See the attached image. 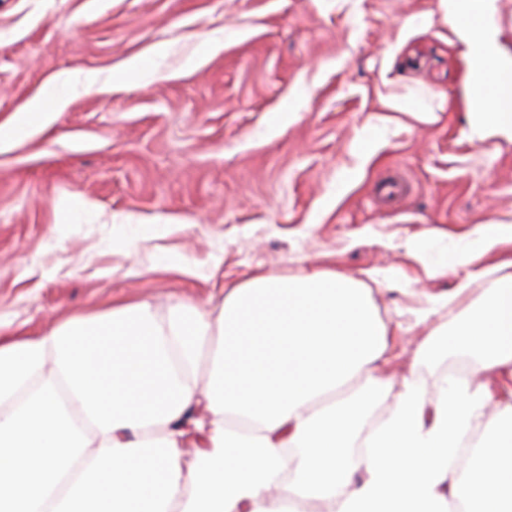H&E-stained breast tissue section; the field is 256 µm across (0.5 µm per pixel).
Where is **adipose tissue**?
<instances>
[{
  "instance_id": "adipose-tissue-1",
  "label": "adipose tissue",
  "mask_w": 512,
  "mask_h": 512,
  "mask_svg": "<svg viewBox=\"0 0 512 512\" xmlns=\"http://www.w3.org/2000/svg\"><path fill=\"white\" fill-rule=\"evenodd\" d=\"M166 52L115 73L58 72L0 126V148L91 88L148 85ZM505 244L511 224L428 230L412 247L429 276L475 265L485 283L472 300L462 282V327L416 348L430 359L453 343L475 360V378L446 382L434 403L379 370L390 329L369 289L333 269L258 274L214 308L188 300L162 315L129 301L40 336L0 324V512H512V406L489 413L493 391L477 379L512 374V259L482 264ZM469 433L482 442L462 479L448 460Z\"/></svg>"
}]
</instances>
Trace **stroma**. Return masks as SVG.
Returning <instances> with one entry per match:
<instances>
[{
	"instance_id": "1",
	"label": "stroma",
	"mask_w": 512,
	"mask_h": 512,
	"mask_svg": "<svg viewBox=\"0 0 512 512\" xmlns=\"http://www.w3.org/2000/svg\"><path fill=\"white\" fill-rule=\"evenodd\" d=\"M213 37L223 49L184 71ZM159 42L151 84L85 92L0 149V321L39 336L122 301L215 306L318 264L370 285L387 370L438 400L474 361L415 357L461 316L451 301L415 324L417 293L459 278L429 277L411 241L512 224V138L470 137L468 47L440 0H0V123L59 71L118 70ZM72 199L84 223H58ZM124 222L162 231L106 250Z\"/></svg>"
}]
</instances>
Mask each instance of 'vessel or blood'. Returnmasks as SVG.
Here are the masks:
<instances>
[{"instance_id": "1", "label": "vessel or blood", "mask_w": 512, "mask_h": 512, "mask_svg": "<svg viewBox=\"0 0 512 512\" xmlns=\"http://www.w3.org/2000/svg\"><path fill=\"white\" fill-rule=\"evenodd\" d=\"M473 93L486 105V121L512 122V66L503 64L485 48L474 57Z\"/></svg>"}]
</instances>
